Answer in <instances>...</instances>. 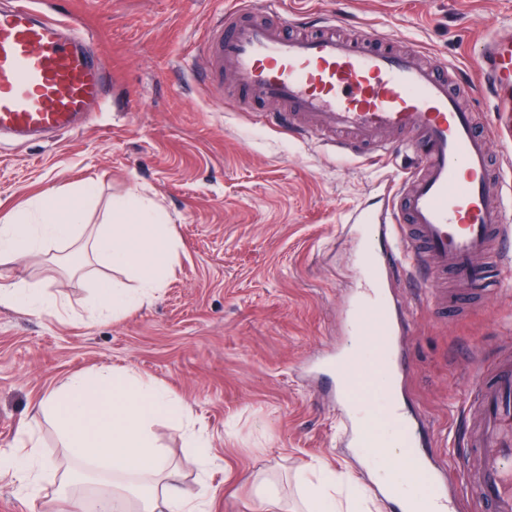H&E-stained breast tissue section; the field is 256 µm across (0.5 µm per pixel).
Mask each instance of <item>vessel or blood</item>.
<instances>
[{
	"label": "vessel or blood",
	"instance_id": "b4317fda",
	"mask_svg": "<svg viewBox=\"0 0 512 512\" xmlns=\"http://www.w3.org/2000/svg\"><path fill=\"white\" fill-rule=\"evenodd\" d=\"M252 0L218 18L203 45L201 81L216 89L237 88L239 105L268 106V124L314 136L338 134L337 151L367 148L384 154L388 133L414 132L419 164L395 186L381 211L364 208L353 223L366 230L362 291L345 302L343 332L369 336L367 350L337 345L334 356L317 363L344 401L363 378L381 417L368 432L363 415L351 411L348 443L367 458L379 448L415 451L418 470L436 493L434 504L401 500L400 512H458L465 501L486 512H512V345L472 370L458 451L463 466L450 481L434 452L422 447L419 423L410 416L386 379L405 375L409 362L398 341L404 326L380 268L402 266L425 294L447 303L445 282L470 297L512 280V180L493 177L491 136L512 135V36L485 38L477 59L478 79L449 73L446 64L423 61L413 46L395 51L375 29L350 37L333 33L334 18L292 34L299 17L275 14L253 20ZM112 76L101 63L97 42L86 35L63 0L52 11L32 0L0 8V136L25 138L76 130L108 100ZM493 103L494 120L480 125L464 107L469 98Z\"/></svg>",
	"mask_w": 512,
	"mask_h": 512
}]
</instances>
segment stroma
Segmentation results:
<instances>
[{"instance_id":"stroma-1","label":"stroma","mask_w":512,"mask_h":512,"mask_svg":"<svg viewBox=\"0 0 512 512\" xmlns=\"http://www.w3.org/2000/svg\"><path fill=\"white\" fill-rule=\"evenodd\" d=\"M236 0H68L99 43L115 79L108 105L58 140L0 143V218L40 193L94 182L88 218L109 223L112 198L139 192L163 209L178 243L171 274L125 316L86 318L92 285L70 245L55 261L0 263V282L45 288L69 315L0 305V452L18 449L21 427L46 468L38 498L0 477V512H55L54 462L65 453L53 428L31 421L36 404L67 376L131 370L180 400L211 447L210 512H251L254 479L276 480L283 512H299L307 483L336 475V499L362 512H393L373 495L366 464L345 448L346 422L322 380L300 364L336 346L347 290L363 261L351 216L387 203L414 158L336 152L242 110L232 90L198 85L214 16ZM296 15L335 12L348 31L374 28L468 74L483 39L512 29V0H276ZM408 324L411 363L397 390L430 448L457 470L464 399L475 361L512 343V287L480 305L440 315L404 270L385 282ZM180 480L198 466L179 425L152 426Z\"/></svg>"}]
</instances>
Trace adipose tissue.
<instances>
[{"instance_id": "ef3b65f1", "label": "adipose tissue", "mask_w": 512, "mask_h": 512, "mask_svg": "<svg viewBox=\"0 0 512 512\" xmlns=\"http://www.w3.org/2000/svg\"><path fill=\"white\" fill-rule=\"evenodd\" d=\"M99 202L96 184L73 192L63 208L34 197L29 208L0 218V259L50 253L59 243L79 245L89 265L121 271L132 287L94 284L90 320L124 315L152 297L169 276L177 250L166 216L135 194L112 199L111 224L89 225ZM182 403L166 391L130 373L109 369L63 380L34 409V420L50 424L61 436L68 464L111 478V488L93 502V512H207L211 490L206 484L186 487L172 478L171 463L157 447L151 426L165 418L181 422ZM45 468L35 451L0 453V474L13 477L19 489L37 496ZM414 464L401 448L385 449L382 481L397 484L401 496L425 498L413 476Z\"/></svg>"}]
</instances>
